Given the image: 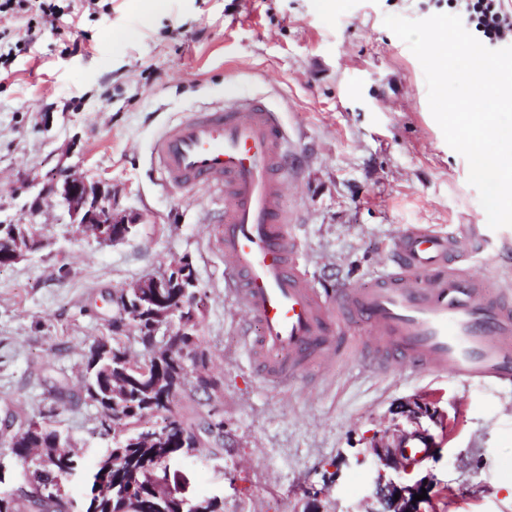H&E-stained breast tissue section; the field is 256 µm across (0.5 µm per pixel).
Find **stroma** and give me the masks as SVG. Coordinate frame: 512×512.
<instances>
[{"label":"stroma","instance_id":"stroma-1","mask_svg":"<svg viewBox=\"0 0 512 512\" xmlns=\"http://www.w3.org/2000/svg\"><path fill=\"white\" fill-rule=\"evenodd\" d=\"M37 0L10 17L0 45V222L39 202L44 246L0 266V436L15 416L44 414L79 448L65 488L83 499L97 459L112 445L82 389L92 340L113 328L116 301L141 279L188 258L198 278V335L214 389L181 405L220 420L228 444L174 457L192 498L224 512H379L375 443L415 430L432 438L404 484L430 485L433 512H512V387L465 385L397 365L374 370L358 351L311 363L285 386L252 368L246 319L227 288L215 242L224 200L165 184L154 139L171 123L261 96L288 133L296 176L283 207L299 260L317 288L370 284L395 237L413 225L475 224L486 245L476 267L490 290L512 284V227L489 229L466 159L451 149L428 106L422 66L383 23L446 12L436 0ZM40 31L25 39L27 28ZM105 181L128 212L131 237L97 240L41 190L58 169ZM133 355L143 354L139 342ZM432 402L445 427L411 421Z\"/></svg>","mask_w":512,"mask_h":512}]
</instances>
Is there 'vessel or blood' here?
Returning a JSON list of instances; mask_svg holds the SVG:
<instances>
[{
    "mask_svg": "<svg viewBox=\"0 0 512 512\" xmlns=\"http://www.w3.org/2000/svg\"><path fill=\"white\" fill-rule=\"evenodd\" d=\"M286 141L277 115L253 98L193 114L152 146L169 184L224 192L218 247L256 329L247 341L260 371L285 382L310 359L334 362L345 347L339 329L354 320L370 327L363 347L375 369L400 363L512 386V290L490 293L464 265L482 249L478 227H408L370 286L340 284L324 300L295 261L282 205L293 181Z\"/></svg>",
    "mask_w": 512,
    "mask_h": 512,
    "instance_id": "b4317fda",
    "label": "vessel or blood"
}]
</instances>
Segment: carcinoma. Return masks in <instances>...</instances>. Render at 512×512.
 <instances>
[{
	"label": "carcinoma",
	"mask_w": 512,
	"mask_h": 512,
	"mask_svg": "<svg viewBox=\"0 0 512 512\" xmlns=\"http://www.w3.org/2000/svg\"><path fill=\"white\" fill-rule=\"evenodd\" d=\"M178 288H141L139 294H123L117 300L116 321L140 332L144 346L152 343L147 335L152 321L182 320L190 311L178 307ZM171 353L141 360L131 357L126 342L119 337L96 339L85 357L84 391L101 410V427L112 435V448L100 457L92 473L89 491L80 508L83 512H193L191 505L174 499L165 500L157 488L170 483L165 463L195 447L196 435H205L206 423L186 416L176 398L193 385L206 391L215 387L198 376L189 380V363L196 361L199 339L190 328L172 337ZM159 409L161 424L149 440L142 438L146 418ZM9 454L25 466H35L31 491L22 496L0 494V512H70L73 500L62 493L53 501L38 498L41 488L58 486L69 471L80 466V457L69 436L44 421H29L10 436ZM55 456L56 466H44L39 458ZM138 476L140 485L135 499L122 501L112 494V484L119 478Z\"/></svg>",
	"instance_id": "cac0c4a2"
}]
</instances>
